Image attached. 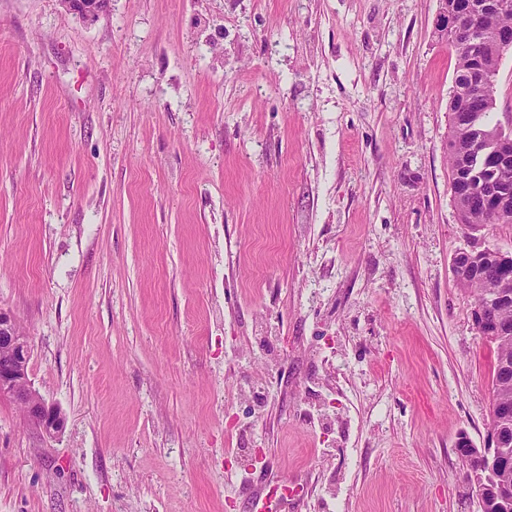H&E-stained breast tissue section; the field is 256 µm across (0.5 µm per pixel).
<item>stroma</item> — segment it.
Returning <instances> with one entry per match:
<instances>
[{"mask_svg": "<svg viewBox=\"0 0 512 512\" xmlns=\"http://www.w3.org/2000/svg\"><path fill=\"white\" fill-rule=\"evenodd\" d=\"M439 0H0V512H477ZM480 240L512 251V224ZM29 360L28 336L14 316L0 310V396L11 398L43 434L55 437L62 431L64 420L35 388ZM281 487L282 485L277 484L275 476L269 477L265 481L256 484L251 496V511L271 512L269 509V503Z\"/></svg>", "mask_w": 512, "mask_h": 512, "instance_id": "stroma-1", "label": "stroma"}]
</instances>
